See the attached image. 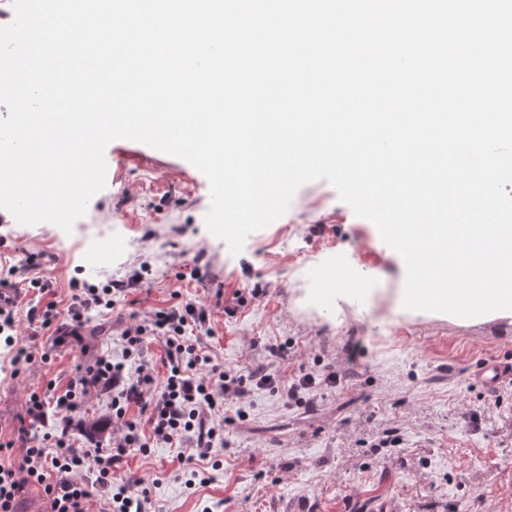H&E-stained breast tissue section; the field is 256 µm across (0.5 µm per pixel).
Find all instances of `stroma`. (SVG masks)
Instances as JSON below:
<instances>
[{
  "label": "stroma",
  "instance_id": "obj_1",
  "mask_svg": "<svg viewBox=\"0 0 512 512\" xmlns=\"http://www.w3.org/2000/svg\"><path fill=\"white\" fill-rule=\"evenodd\" d=\"M104 158L106 185L71 232L0 222V263L32 254L40 265L47 289L21 292L22 311L67 308L75 278L100 285L145 264L149 280L18 378L0 365L1 436L19 426L30 392L94 364L131 314L193 300L206 309L201 341L214 359L346 381L291 401L251 389L227 412L212 451L221 467L205 469L206 483L189 484L177 449L131 453L123 471L144 478L154 512H512V381L489 392L473 377L485 361H512V318L405 309L404 258L326 180L302 185L234 255L206 228L210 185L191 163L130 139L110 142ZM197 255L203 280L184 279ZM237 295L243 306L226 313ZM353 339L362 349L352 365ZM274 344L283 357L271 356ZM108 402L102 391L88 397L77 443L111 446Z\"/></svg>",
  "mask_w": 512,
  "mask_h": 512
}]
</instances>
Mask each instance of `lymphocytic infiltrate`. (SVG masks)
<instances>
[{"label": "lymphocytic infiltrate", "mask_w": 512, "mask_h": 512, "mask_svg": "<svg viewBox=\"0 0 512 512\" xmlns=\"http://www.w3.org/2000/svg\"><path fill=\"white\" fill-rule=\"evenodd\" d=\"M142 280V273L136 272L101 288L72 281L66 312H59L54 301L37 304L28 309L22 325L10 308L0 306V340L12 350V365L20 369L33 364L36 351L61 344L60 317L80 328L90 311L114 308L127 288ZM205 321L206 310L196 302L156 311L126 326L112 353L98 356L93 365L76 366L66 385L52 382L45 392L28 394L16 432L0 438V453L16 447L24 451L21 469L0 465V512H21V500L32 483L42 487L50 512H85L97 487L106 492V512H151L143 480L120 475L130 451L145 454L164 444L184 450L186 463L204 461L224 444L225 407L249 387L270 388L293 399L316 384L342 382L333 373L320 380L310 373L285 380L265 368L241 370L214 362L186 334L188 327L203 328ZM155 339L164 344L157 361L150 354ZM98 389L111 393L110 418L118 435L108 448L76 447L70 434L73 418ZM51 411L59 424L49 429L45 422Z\"/></svg>", "instance_id": "lymphocytic-infiltrate-1"}]
</instances>
